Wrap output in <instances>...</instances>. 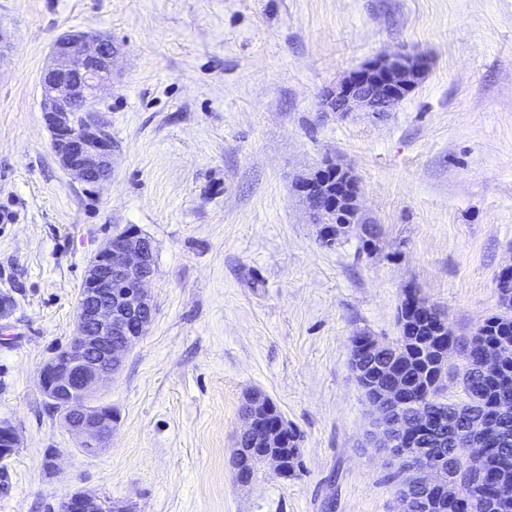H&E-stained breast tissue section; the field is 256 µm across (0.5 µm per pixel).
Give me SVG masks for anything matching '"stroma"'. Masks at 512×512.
Here are the masks:
<instances>
[{"label": "stroma", "mask_w": 512, "mask_h": 512, "mask_svg": "<svg viewBox=\"0 0 512 512\" xmlns=\"http://www.w3.org/2000/svg\"><path fill=\"white\" fill-rule=\"evenodd\" d=\"M0 418L21 445L0 512H58L82 490L128 512H397L351 342L400 334L412 291L456 336L498 306L512 263V0H0ZM69 31L111 36L100 117L111 181L72 179L40 73ZM426 58L393 111L333 112L351 71ZM362 186L371 239L323 245L297 190L326 162ZM134 225L155 246L146 336L101 400L94 455L37 375L76 331L85 270ZM301 436L300 464L250 484L232 467L250 392Z\"/></svg>", "instance_id": "35a3bbf8"}]
</instances>
